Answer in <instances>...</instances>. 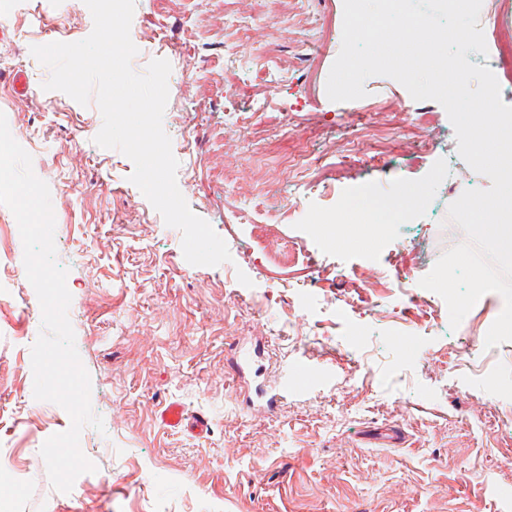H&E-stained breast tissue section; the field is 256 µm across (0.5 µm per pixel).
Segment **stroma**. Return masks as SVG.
<instances>
[{"mask_svg":"<svg viewBox=\"0 0 512 512\" xmlns=\"http://www.w3.org/2000/svg\"><path fill=\"white\" fill-rule=\"evenodd\" d=\"M228 13L250 19L229 53ZM479 26L488 54L474 62L494 60L512 104V0H483ZM92 28L84 0H0V112L50 188L104 423L80 437L96 472L56 490L40 450L71 420L33 395L41 309L0 205V512H512V341L485 345L504 299L484 294L454 329L420 285L466 240L450 204L491 185L443 106L386 76L364 98H328L343 0L272 17L265 0H135L132 68L170 62L177 184L231 254L195 266L132 161L95 144L97 102L43 88L31 46ZM17 69L37 95L13 93ZM390 208L405 219L378 234L366 219ZM302 363L314 379L282 390ZM171 401L208 430L163 426Z\"/></svg>","mask_w":512,"mask_h":512,"instance_id":"35a3bbf8","label":"stroma"}]
</instances>
